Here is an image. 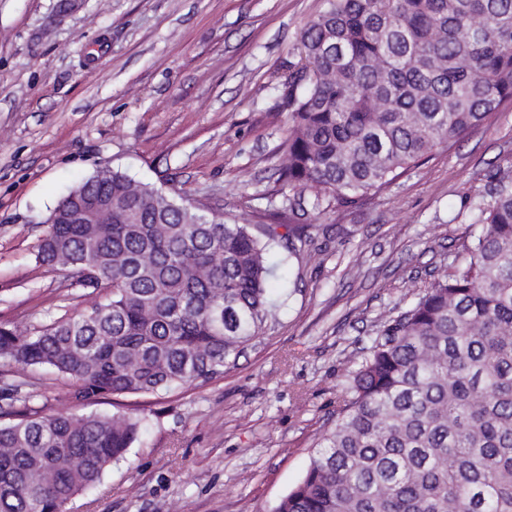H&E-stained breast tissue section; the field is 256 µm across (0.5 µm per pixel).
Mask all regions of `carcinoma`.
Here are the masks:
<instances>
[{
    "instance_id": "carcinoma-1",
    "label": "carcinoma",
    "mask_w": 512,
    "mask_h": 512,
    "mask_svg": "<svg viewBox=\"0 0 512 512\" xmlns=\"http://www.w3.org/2000/svg\"><path fill=\"white\" fill-rule=\"evenodd\" d=\"M283 85L281 175L320 213L353 205L512 101V0H327ZM110 224L54 223L36 263L105 293L35 334L0 324V363L47 367L76 407L202 387L233 368L273 311L267 248L289 224L216 220L108 166L62 196ZM481 227L451 272L411 289L348 361L334 425L274 512H512V185L470 206ZM8 383L0 417L26 402ZM125 416L0 422V512H64L137 440Z\"/></svg>"
}]
</instances>
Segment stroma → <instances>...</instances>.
Instances as JSON below:
<instances>
[{"mask_svg":"<svg viewBox=\"0 0 512 512\" xmlns=\"http://www.w3.org/2000/svg\"><path fill=\"white\" fill-rule=\"evenodd\" d=\"M0 0V322L31 331L100 296L36 266L60 196L100 166L242 224L291 215L303 253L271 246L275 317L204 387L98 399L136 442L70 512H273L336 421L347 360L448 272L468 207L512 180V104L353 207L289 211L282 77L326 0ZM29 410L69 408L46 368L0 365Z\"/></svg>","mask_w":512,"mask_h":512,"instance_id":"obj_1","label":"stroma"}]
</instances>
